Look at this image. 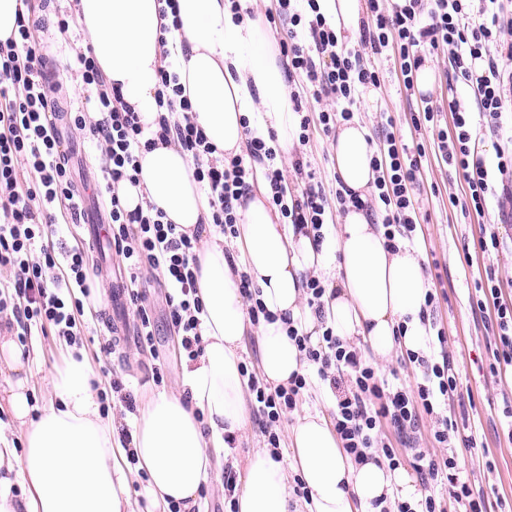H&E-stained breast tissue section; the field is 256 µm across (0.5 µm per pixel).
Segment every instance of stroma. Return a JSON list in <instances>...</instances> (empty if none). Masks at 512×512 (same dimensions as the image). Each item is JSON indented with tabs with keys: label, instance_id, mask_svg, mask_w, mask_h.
Listing matches in <instances>:
<instances>
[{
	"label": "stroma",
	"instance_id": "1",
	"mask_svg": "<svg viewBox=\"0 0 512 512\" xmlns=\"http://www.w3.org/2000/svg\"><path fill=\"white\" fill-rule=\"evenodd\" d=\"M33 6L29 25L41 44L48 68L58 76V98L73 101L84 111H94L95 101L83 90L80 77L65 67L68 54L84 40L78 26L66 37L58 35L57 22L68 13V0H33ZM381 69L378 95L373 101H361L356 119L367 127L372 140L382 138L384 124L390 119L404 140L421 139L428 146L420 190L424 218L416 228L413 248L421 254L427 282L439 298L437 326L447 338L460 384L470 395L469 402L452 407L451 413L457 419L461 437L473 438L487 450L479 458L461 457L460 466L474 488L483 492L487 512H512V438L507 435V427L512 423L503 414L502 384L491 372L495 338L474 313L477 299L483 296L479 285L485 278L486 267L498 269L503 295L512 296V249L474 256L469 264L463 259L465 248L480 236L484 226L497 225L500 235L508 238L512 237V223H500L499 206L494 199L489 200L481 217L463 214L460 208L451 205V197L461 195L462 187L454 170L439 165L436 158L439 134L453 130L450 112H443L438 129L414 130L411 118L420 105L419 96H407L400 86L399 65L385 62ZM67 140L72 156L68 167L75 190L96 184L100 178L98 152L88 136L72 130ZM330 144V137L313 129L305 159L332 204L339 183L332 168ZM107 261L116 268L121 265L112 250L95 249L86 257L91 295L84 301L81 321L91 331L85 336L83 347L94 370L106 366L112 370L110 379L100 382L102 391H110L112 382L118 381L141 404L152 393L181 385L189 364L181 357L177 337L166 320L162 279H151L147 289L156 336L153 349L146 350L139 346L129 305H122L116 312L109 307L107 295L121 282L103 277L101 269ZM27 350L31 371L29 396L35 408L40 409L51 398L48 375L63 364L64 353L59 337L51 333L32 337ZM159 359L165 362V375L158 383L153 379L152 368Z\"/></svg>",
	"mask_w": 512,
	"mask_h": 512
}]
</instances>
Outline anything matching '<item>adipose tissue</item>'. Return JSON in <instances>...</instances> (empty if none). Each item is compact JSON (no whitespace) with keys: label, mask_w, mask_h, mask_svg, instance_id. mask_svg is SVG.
I'll return each instance as SVG.
<instances>
[{"label":"adipose tissue","mask_w":512,"mask_h":512,"mask_svg":"<svg viewBox=\"0 0 512 512\" xmlns=\"http://www.w3.org/2000/svg\"><path fill=\"white\" fill-rule=\"evenodd\" d=\"M180 28L161 41L166 18L159 0H76L74 11L86 44L108 85L119 88L145 132L157 128L158 75L169 67L192 104L191 118L216 156L229 159L246 150L245 127L257 135L275 133L283 153L297 140L293 110L277 41L263 13L234 20L229 0H177ZM337 35L358 41L367 15L365 0H323ZM374 149L367 129L341 124L332 144L338 179L359 199L372 192ZM139 184L121 183L127 210L149 204L161 209L180 232L200 239L195 251L198 295L204 305L203 352L187 371L183 387L157 393L144 404L122 444L115 421L102 415L85 355L68 349L50 375L53 399L34 412L28 399L30 371L10 334L0 335V366L10 373L0 384V404L12 414L23 446L15 456L0 437V467L16 466L26 487L21 500L0 492V512H133L127 451L148 481L142 495L147 512H183L198 506V494L215 462L240 466L234 498L237 512H370L374 500L392 494L413 499L416 488L404 471L344 451L333 424L319 412L296 413L288 434L294 470L309 492L292 503L288 474L269 449L239 462L225 435L243 439L251 428L240 354L248 331L259 338V369L269 389L287 385L308 363L288 337L289 328L314 334L306 305V276L335 269L334 294L325 295L327 323L343 340L367 343L378 358L395 351L424 353L427 331L421 315L429 290L414 250L390 251L383 231L365 210L348 207L321 243L283 223L272 205L265 178L236 205L239 217L233 253L211 227L212 208L196 182L187 153L176 143L143 151ZM246 272L272 313L251 326L239 272Z\"/></svg>","instance_id":"ef3b65f1"}]
</instances>
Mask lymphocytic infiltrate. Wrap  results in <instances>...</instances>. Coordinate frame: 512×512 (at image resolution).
<instances>
[{
    "instance_id": "lymphocytic-infiltrate-1",
    "label": "lymphocytic infiltrate",
    "mask_w": 512,
    "mask_h": 512,
    "mask_svg": "<svg viewBox=\"0 0 512 512\" xmlns=\"http://www.w3.org/2000/svg\"><path fill=\"white\" fill-rule=\"evenodd\" d=\"M372 24L363 26L359 50L340 44L324 14L321 0H278L279 14L292 29L281 43L288 59V83H299L293 94L299 114L298 155L292 169L301 188L288 185L276 164L280 149L276 140H264L246 130L247 154L230 161L214 155L201 129L192 121V107L182 98L177 78L167 69L159 71L156 92L159 107L181 109L183 120L160 117L156 138L177 140L192 163L194 179L208 191L216 232L231 237L239 217L235 203L251 187L257 166H264L272 188V203L285 223L309 225L321 234L332 219L327 200L302 155L310 142L312 124L331 133L342 121L353 120L361 88L380 87L378 62L400 64L403 88L414 95L416 73L424 63L421 48L449 51L457 79L469 85L473 106L458 99L448 102L453 119L451 134L438 143L439 160L454 168L463 189V210L484 215L488 198L505 194L512 198V153L497 150L488 161L481 127L496 130L504 105L512 98V11L504 0H410L402 9H388L383 0H367ZM83 86L95 95L101 119L86 112L68 116L74 130L89 133L102 155L97 193L109 207V238L128 274L126 290L135 308L139 343L154 341V324L146 304L149 269L162 270L167 291V320L180 338L187 361L202 354L200 334L204 311L197 295L191 264L198 240L177 233L165 223L162 211H126L118 185L137 182L142 150L148 149L136 112L123 104L118 89L107 85L91 53L79 50L73 56ZM41 47L28 25H20L18 39L0 42V315L20 344L33 332H54L68 345L82 346L79 317L83 300L91 294L84 263L83 243L55 245L49 228L57 214L67 223L79 224L82 207L72 190L70 171L60 149V138L48 114L53 104L48 86L42 83ZM319 106L317 115L307 113L303 96ZM427 146L397 141L386 132L375 151L372 165L377 172L375 190L366 208L384 230L386 246L397 249L409 238L418 222L415 200ZM477 310L484 327L501 345L494 357L499 365L512 367V300H505L494 268L485 270L483 299ZM322 380L336 392L332 422L347 455L355 462L370 459L398 469L404 456H411L424 492L417 501L384 499L379 512H486L483 494L460 476L459 451L475 452L472 439H457V424L439 408L459 396L454 361L447 351L436 355L408 354L417 364L422 380L415 388L389 385L362 352L325 328L318 343L289 329ZM247 386L260 417L262 433L273 458L281 456L282 423L294 412L307 387L305 376L292 379L288 388L267 391L255 376ZM432 419L428 440L417 430L419 414ZM393 429L400 444L385 439Z\"/></svg>"
}]
</instances>
